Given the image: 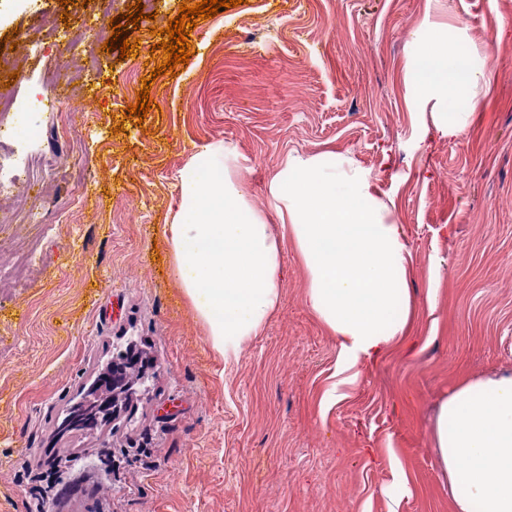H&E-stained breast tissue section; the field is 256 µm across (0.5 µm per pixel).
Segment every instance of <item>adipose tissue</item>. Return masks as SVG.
Returning a JSON list of instances; mask_svg holds the SVG:
<instances>
[{"instance_id":"ef3b65f1","label":"adipose tissue","mask_w":512,"mask_h":512,"mask_svg":"<svg viewBox=\"0 0 512 512\" xmlns=\"http://www.w3.org/2000/svg\"><path fill=\"white\" fill-rule=\"evenodd\" d=\"M408 81L448 106L444 130L461 134L492 83L485 58L448 28L425 31ZM235 153L215 143L180 174L189 209L163 226L174 273L213 347L238 357L279 304L280 243L230 174ZM276 211L307 272L306 304L335 336L340 384L405 337L411 251L389 221L369 171L348 159L289 155L271 181ZM455 512H512V374L454 387L433 425Z\"/></svg>"}]
</instances>
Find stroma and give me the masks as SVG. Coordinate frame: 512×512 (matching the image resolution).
Masks as SVG:
<instances>
[{
	"label": "stroma",
	"instance_id": "stroma-1",
	"mask_svg": "<svg viewBox=\"0 0 512 512\" xmlns=\"http://www.w3.org/2000/svg\"><path fill=\"white\" fill-rule=\"evenodd\" d=\"M137 0H0V41L32 33L43 10L80 15L57 50L22 52L12 120L41 121L58 174L20 169L0 212L38 195L25 225L30 278L0 294V512H454L433 446L443 398L512 373V0H245L198 21L191 57L150 90L156 36L182 0L128 30L138 55L103 51L97 31ZM440 24L493 73L468 129L445 134V104L410 111L418 35ZM97 78L90 111L56 103L59 48ZM70 124V136H57ZM238 155L246 201L273 232L269 193L288 155L325 152L373 175L412 250L404 341L364 363L330 404L336 340L308 309L307 273L281 240L279 305L238 357L212 347L172 272L163 226L188 200L179 173L213 143ZM85 181L82 204L73 185ZM151 360L119 419L57 435L55 423L117 348Z\"/></svg>",
	"mask_w": 512,
	"mask_h": 512
}]
</instances>
